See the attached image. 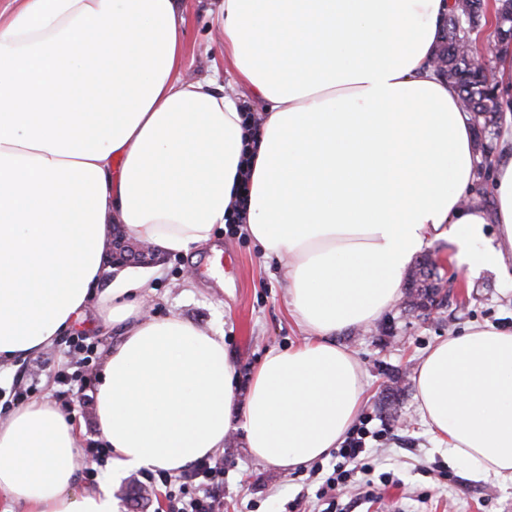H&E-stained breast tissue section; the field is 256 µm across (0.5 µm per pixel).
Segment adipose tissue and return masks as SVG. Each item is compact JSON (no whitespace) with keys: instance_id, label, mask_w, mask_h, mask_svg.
I'll return each mask as SVG.
<instances>
[{"instance_id":"adipose-tissue-1","label":"adipose tissue","mask_w":512,"mask_h":512,"mask_svg":"<svg viewBox=\"0 0 512 512\" xmlns=\"http://www.w3.org/2000/svg\"><path fill=\"white\" fill-rule=\"evenodd\" d=\"M183 0H0V358L41 352L96 305L120 342L94 417L111 478L77 488L79 429L46 400L0 422V512H121L113 482L172 474L243 431L283 470L339 447L364 397L338 334L400 298L425 246L456 268L506 270L512 115L482 191L473 121L433 56L454 0H218L226 72L189 80ZM264 106L251 136L222 75ZM280 262L307 334L266 353L245 400L223 337L144 307L149 279L103 284L113 227L187 253L234 221ZM433 437L482 477L512 481V330L441 340L414 378Z\"/></svg>"}]
</instances>
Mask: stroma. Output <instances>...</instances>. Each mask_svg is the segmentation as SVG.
<instances>
[{"mask_svg": "<svg viewBox=\"0 0 512 512\" xmlns=\"http://www.w3.org/2000/svg\"><path fill=\"white\" fill-rule=\"evenodd\" d=\"M210 2L184 3L187 78L209 74L223 61V46L207 14ZM214 243L191 255L160 253L140 262V269L162 270L150 284L145 310L155 318L176 314L223 335L242 397L269 350L302 343L306 334L288 314L277 260L265 259L236 224L216 230ZM448 251L443 240L424 249L440 277L462 284L463 303L448 302L431 320L398 304L376 322L336 338L364 371L367 394L359 417L374 432L366 440L373 466L370 492L355 486L331 500L318 497L336 463L334 454L283 472L256 461L238 431L218 452L224 460V512H512V482L475 478L468 464L436 442L418 415L415 371L434 343L474 325L512 328V272L455 275L444 262ZM69 341L65 335L36 356L0 360V421L16 406L11 387L31 385L34 398L53 402L80 430L86 447L94 448L100 437L92 407H80L76 396L55 382L58 372L75 365Z\"/></svg>", "mask_w": 512, "mask_h": 512, "instance_id": "stroma-1", "label": "stroma"}]
</instances>
